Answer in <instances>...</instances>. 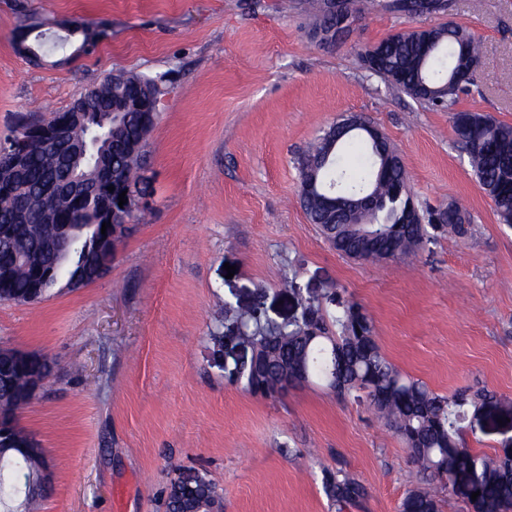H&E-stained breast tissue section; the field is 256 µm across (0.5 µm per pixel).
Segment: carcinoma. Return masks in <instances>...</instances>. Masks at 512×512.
<instances>
[{
  "mask_svg": "<svg viewBox=\"0 0 512 512\" xmlns=\"http://www.w3.org/2000/svg\"><path fill=\"white\" fill-rule=\"evenodd\" d=\"M312 28L324 27L339 36L355 26L361 9L349 14L324 12V0H306ZM482 44L469 28L448 22L428 31L416 28L391 35L360 50L366 69L384 84L412 98L452 112L456 143L466 150L469 164L492 203L497 222L512 226V124L476 111H453L467 88L456 75L474 72L482 59ZM157 80L126 72L106 84L93 85L80 94L78 112H54L53 119L69 120L65 143L33 144L25 163L7 173L13 188L0 192V227L8 226L10 237L0 240V266L12 267L9 279H0V301L22 298L29 292L36 266L53 263L45 246L44 214L54 211L64 224L86 227L90 238L101 228L96 212L71 209L68 198L53 184L70 177L73 165L61 159L77 149L87 135L83 112H110L122 104L140 100L152 109L159 96ZM123 126L110 135L107 146L81 161L99 178L112 173L124 184L138 182L146 153L147 137L158 113H123ZM392 155L386 140L375 147L367 125L359 118L340 119L328 126L297 157L299 186L312 185L299 195L309 221L319 226L329 245L349 259L367 262L415 255L441 235L464 238L471 233V216L456 201L445 207L447 222L431 223L435 211L419 208L410 189V177L401 163H384ZM419 209L421 224H406L407 213ZM112 263L110 256H87L72 250L64 271L79 279L86 265ZM336 335H330L320 301H308L306 314L279 330H271L255 312L235 315L240 338L259 348L257 363L244 375L248 390L264 398L284 393L285 382L301 385L323 380L340 397H366L384 423L403 441L412 461L428 481L424 488L407 493L400 512H440L443 495L449 493L452 474L472 477L469 501L473 512H512V450L502 449L490 459L462 446L461 433L469 411L480 412L494 405L487 393L472 396L458 392L442 396L425 383L402 373L384 355L372 319L350 304L336 312ZM48 464L46 456L6 460L0 464V509L29 512L30 499L20 494L15 473L30 477ZM176 469L164 502L165 512H186L190 502L204 495H219L216 486L198 475L195 489L186 487ZM329 497L343 506L355 504L365 488L342 472H324Z\"/></svg>",
  "mask_w": 512,
  "mask_h": 512,
  "instance_id": "1",
  "label": "carcinoma"
}]
</instances>
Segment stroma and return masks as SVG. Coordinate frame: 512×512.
I'll list each match as a JSON object with an SVG mask.
<instances>
[{"instance_id":"stroma-1","label":"stroma","mask_w":512,"mask_h":512,"mask_svg":"<svg viewBox=\"0 0 512 512\" xmlns=\"http://www.w3.org/2000/svg\"><path fill=\"white\" fill-rule=\"evenodd\" d=\"M279 3L0 0V141L116 71L164 89L141 172L146 206L110 271L38 302H0V347L53 366L17 413L52 465L34 512H164L177 464L215 483L224 512H399L422 476L368 403L320 380L277 398L245 389L252 350L224 318L239 307L283 323L313 298L331 314L358 304L403 373L442 395L508 401L471 416L463 437L489 457L512 448V228L496 222L450 112L385 86L358 57L417 19L377 4L350 39L320 45L304 0ZM447 3L427 23L466 25L483 45L460 108L512 123V0ZM28 22L50 35L103 24L108 36L93 53L67 48L35 66L16 48ZM342 115L385 134L416 202L465 206L470 236L379 264L337 254L300 205L295 160ZM327 469L364 486L359 504L330 499Z\"/></svg>"}]
</instances>
